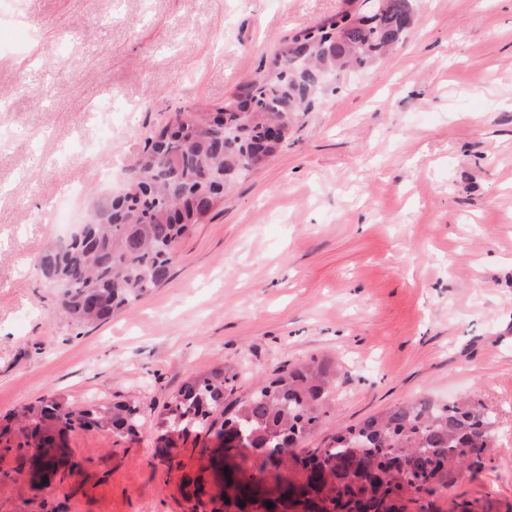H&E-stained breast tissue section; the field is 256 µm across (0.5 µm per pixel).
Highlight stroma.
<instances>
[{
	"label": "stroma",
	"instance_id": "obj_1",
	"mask_svg": "<svg viewBox=\"0 0 512 512\" xmlns=\"http://www.w3.org/2000/svg\"><path fill=\"white\" fill-rule=\"evenodd\" d=\"M345 6L0 0V415L55 397L142 415L129 437L71 433L74 472L0 487V512H187L179 478L216 441L170 473L155 427L185 379L221 362L242 395L323 358L336 386L306 447L423 394L469 398L499 418L494 448L437 505H512V0H420L402 43L338 79L108 322L60 317L36 265L179 109L224 105Z\"/></svg>",
	"mask_w": 512,
	"mask_h": 512
}]
</instances>
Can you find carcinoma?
Masks as SVG:
<instances>
[{"mask_svg": "<svg viewBox=\"0 0 512 512\" xmlns=\"http://www.w3.org/2000/svg\"><path fill=\"white\" fill-rule=\"evenodd\" d=\"M412 0L341 10L282 40L266 72L224 106L176 113L125 169L123 191L94 206L86 231L52 244L38 266L64 288L61 314L94 325L167 282L179 240L224 203V191L280 149L268 130L291 125L326 88L324 73L370 67L410 25ZM236 374L218 365L191 375L158 414L160 455L173 465L190 434L214 435L232 460L213 466L212 512H436L435 496L482 464L496 416L470 399L427 396L345 426L315 448L336 365L313 359L277 371L224 404ZM110 425L129 436L127 402L75 410L63 398L24 406L0 423V455L31 461L32 475H64L66 439ZM273 507H267V503Z\"/></svg>", "mask_w": 512, "mask_h": 512, "instance_id": "1", "label": "carcinoma"}]
</instances>
